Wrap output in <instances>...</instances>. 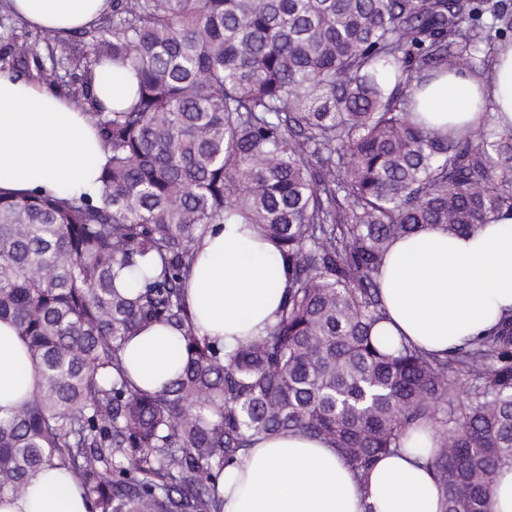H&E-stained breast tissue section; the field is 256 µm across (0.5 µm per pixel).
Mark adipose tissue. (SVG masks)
I'll return each mask as SVG.
<instances>
[{
	"label": "adipose tissue",
	"instance_id": "ef3b65f1",
	"mask_svg": "<svg viewBox=\"0 0 512 512\" xmlns=\"http://www.w3.org/2000/svg\"><path fill=\"white\" fill-rule=\"evenodd\" d=\"M22 21L69 31L91 27L112 0H6ZM425 101L427 118L455 130L493 121L512 129V41L497 47L492 67L475 74L452 67ZM105 149L91 116L69 100L0 71V192L91 190ZM378 281L386 318L380 335L405 339L447 356L488 336L498 319L512 317V216L465 235L438 226L395 241ZM288 285L274 244L243 224H214L201 238L186 284V301L201 335L234 349L273 323ZM174 333L156 325L124 351L131 379L156 390L179 367ZM25 348L16 328L0 321V406L22 403L31 381L19 367ZM425 450L406 448L381 458L367 481L335 448L287 432L256 439L217 479L224 512H441L442 491L427 468ZM0 512H86L82 490L60 471H39L26 497L0 498Z\"/></svg>",
	"mask_w": 512,
	"mask_h": 512
}]
</instances>
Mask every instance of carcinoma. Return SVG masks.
Here are the masks:
<instances>
[{"label":"carcinoma","instance_id":"obj_1","mask_svg":"<svg viewBox=\"0 0 512 512\" xmlns=\"http://www.w3.org/2000/svg\"><path fill=\"white\" fill-rule=\"evenodd\" d=\"M508 32L509 0H112L82 56L40 30L37 75L81 71L109 154L92 193L0 194V320L38 370L0 407V496L64 470L86 512H224L216 477L257 438L318 437L364 477L428 420L442 512H488L512 464V319L445 359L388 353L376 275L397 239L512 214V130L415 120L439 71L489 68ZM132 78L98 111L93 80ZM212 224L288 261L277 322L229 352L185 299ZM156 324L182 365L148 391L123 351Z\"/></svg>","mask_w":512,"mask_h":512}]
</instances>
